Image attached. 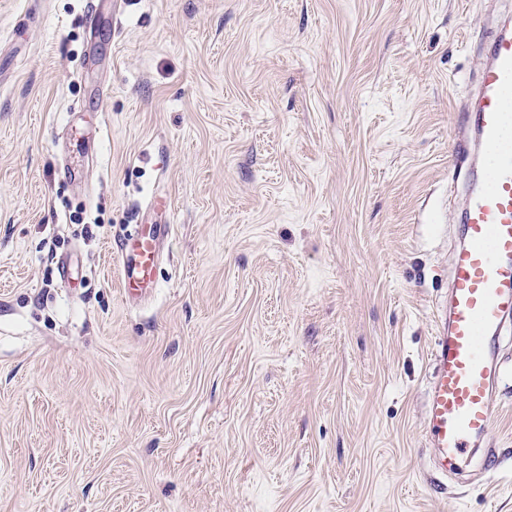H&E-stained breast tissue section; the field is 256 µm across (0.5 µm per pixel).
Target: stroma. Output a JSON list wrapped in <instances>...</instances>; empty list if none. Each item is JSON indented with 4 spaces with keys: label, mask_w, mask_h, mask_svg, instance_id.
Here are the masks:
<instances>
[{
    "label": "stroma",
    "mask_w": 512,
    "mask_h": 512,
    "mask_svg": "<svg viewBox=\"0 0 512 512\" xmlns=\"http://www.w3.org/2000/svg\"><path fill=\"white\" fill-rule=\"evenodd\" d=\"M101 3L93 36L90 0H0V512H512L511 393L486 482L440 492L424 437L460 105L512 0ZM171 224H151L148 231L142 230L135 237L120 241L113 254L124 294L130 299L142 295L153 280L159 260L160 243L167 239Z\"/></svg>",
    "instance_id": "obj_1"
}]
</instances>
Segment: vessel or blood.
<instances>
[{
  "label": "vessel or blood",
  "instance_id": "obj_1",
  "mask_svg": "<svg viewBox=\"0 0 512 512\" xmlns=\"http://www.w3.org/2000/svg\"><path fill=\"white\" fill-rule=\"evenodd\" d=\"M475 100L463 110L471 138L458 156L479 146L482 160L467 184L464 242L451 257L448 294L437 311L432 376L425 410V440L440 475L461 463L488 477L500 467L489 444L504 373V330L512 324V24L500 25L485 47ZM170 225L154 224L120 241L113 254L124 294L141 296L153 280L160 243Z\"/></svg>",
  "mask_w": 512,
  "mask_h": 512
}]
</instances>
